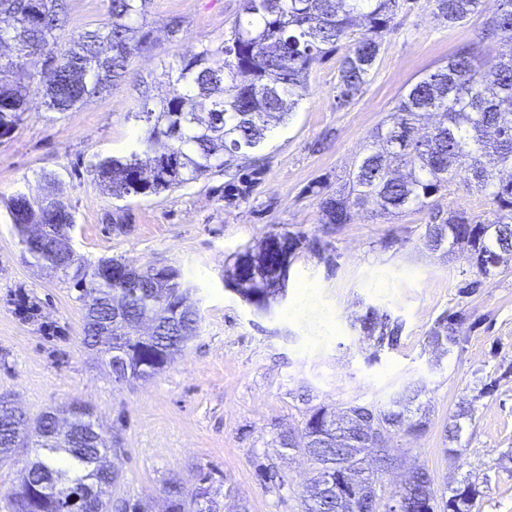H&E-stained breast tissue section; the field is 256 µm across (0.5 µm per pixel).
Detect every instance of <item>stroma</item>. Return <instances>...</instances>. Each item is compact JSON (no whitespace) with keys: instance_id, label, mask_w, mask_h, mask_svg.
Returning a JSON list of instances; mask_svg holds the SVG:
<instances>
[{"instance_id":"stroma-1","label":"stroma","mask_w":512,"mask_h":512,"mask_svg":"<svg viewBox=\"0 0 512 512\" xmlns=\"http://www.w3.org/2000/svg\"><path fill=\"white\" fill-rule=\"evenodd\" d=\"M155 47L133 56L112 90L58 114L34 101L17 130L0 138V397L29 417L71 401L93 408L121 480L113 501L140 502L161 512L172 478L186 487L210 474L214 512H300L310 476L306 458H280L274 441L299 424L303 392L315 402L387 404L398 390L420 388L424 430L395 436L391 452L424 464L438 489L477 481L473 512H512V264L477 278L468 253L448 258L422 243L429 211L380 214L374 203L355 208L346 224L319 221L316 186L342 191L377 129L410 86L475 41L482 23L441 22L426 0L399 14L362 94L336 105L337 63L313 66L295 112L261 147L263 174L246 199L224 198L223 174L199 178L152 196L117 199L102 190L94 164L125 156L140 124L138 85L154 99L170 87L162 66L231 35L240 0H149ZM183 21L169 35L163 21ZM476 42V41H475ZM64 178V198L76 224L75 252L85 264L103 258L137 269L178 268L194 290L198 333L175 361L149 381H115L100 355L83 343L84 304L70 279L36 266L10 223L4 199L40 195L41 172ZM441 211L493 219L486 194L456 178L436 198ZM127 224L115 227L114 215ZM301 233L285 284L286 296L260 315L226 286L237 253L264 237ZM474 293H466L471 281ZM400 320L393 351H375L356 328L367 308ZM462 314L458 343L436 357L427 336L441 314ZM495 385L478 396L477 381ZM475 417L462 423L460 458H449L447 428L461 405ZM273 463L279 476L263 477Z\"/></svg>"}]
</instances>
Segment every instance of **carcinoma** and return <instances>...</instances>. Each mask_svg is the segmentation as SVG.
<instances>
[{"label": "carcinoma", "mask_w": 512, "mask_h": 512, "mask_svg": "<svg viewBox=\"0 0 512 512\" xmlns=\"http://www.w3.org/2000/svg\"><path fill=\"white\" fill-rule=\"evenodd\" d=\"M417 0H243L242 13L231 37L221 45L170 62L162 70L171 93L150 107L149 91L141 92L134 118L143 122L136 149L123 157H106L95 165L97 179L111 195L150 196L179 188L213 171L228 180L224 196L245 197L261 174L254 153L267 133L284 121L305 96L313 65L349 41L338 60L336 104L350 103L369 83L374 64L398 14L411 10ZM437 16L460 24L482 11L483 0H432ZM147 0H109L107 16L96 27L63 41L68 21L66 0H0V48L14 54L0 57V138L13 133L29 111L32 97L62 114L100 96L126 77L131 57L154 47L146 22ZM477 33V42L512 43V0H497ZM31 56L43 58L54 77L42 82L26 70ZM484 192L496 207L494 221H482L463 211L445 219L433 217L423 236L425 247L444 243L448 250L470 252L478 274L493 268L487 258L512 255V54L482 58L474 44L457 48L447 65L411 86L378 129L372 145L352 172L349 191L321 194V222L346 224L352 209L369 198L384 213L435 209L436 197L461 172ZM39 181L57 184L58 192L30 207L24 193L5 203L24 251L37 263L55 267L61 260L52 240L43 243L28 236L27 225L47 224L58 237L71 235L75 215L61 198L63 180L43 172ZM104 259L83 277H71L85 302L84 344L102 342L98 327L112 329L117 360L106 359L113 375L148 380L174 362L186 342L196 335L199 310L188 298L191 287L179 269L166 268V277L154 284L151 269L140 271L145 280L130 283L113 277L124 267ZM262 275L248 286L234 289L259 314L271 310L269 282ZM447 314L436 320L428 344L444 351L457 345L455 325ZM363 334L377 346L398 345L402 324L370 307L356 318ZM350 419H336L328 408L311 406L300 426L292 428L299 441L291 444L281 430L276 447L281 455L292 451L310 461L313 476L301 501L302 512L350 511L331 478L347 469L354 478L352 495L358 497L381 474L365 466L373 449L365 446L364 416L383 415L389 434L401 431L404 408L350 404ZM475 408L459 407L448 424V440L456 442L461 421L472 419ZM31 450L27 475L20 489L8 496L10 512H110L111 490L121 474L103 462L106 446L89 408L75 402L24 418L0 401V456L4 451ZM210 476L188 490L176 480L163 489L164 512H211ZM438 495L434 479L424 466L409 465L408 480L391 496H407L412 507L430 499L432 512H471L479 496L476 483L467 479Z\"/></svg>", "instance_id": "obj_1"}]
</instances>
